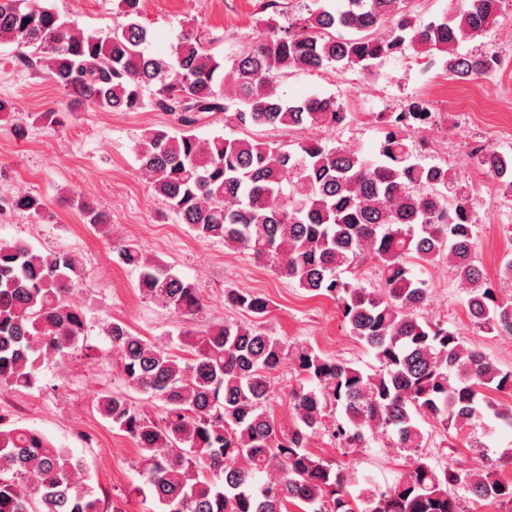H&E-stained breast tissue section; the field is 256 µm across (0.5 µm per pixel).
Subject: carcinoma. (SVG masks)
I'll use <instances>...</instances> for the list:
<instances>
[{
    "instance_id": "1",
    "label": "carcinoma",
    "mask_w": 512,
    "mask_h": 512,
    "mask_svg": "<svg viewBox=\"0 0 512 512\" xmlns=\"http://www.w3.org/2000/svg\"><path fill=\"white\" fill-rule=\"evenodd\" d=\"M142 3L119 0L124 22L100 35L76 29L49 0H0V44L15 45L21 63L40 69L76 104L104 112L151 104L176 116L175 127L148 132L137 147L153 192L199 239L247 251L305 291L336 301L350 333L379 363L367 373L268 334L256 321L269 303L250 291L231 289L224 303L252 321L187 331L179 353L109 323L105 338L127 386L160 403L155 417L124 392L98 401L112 428L139 449L136 490L149 493L152 512H288L290 505L301 512H464L459 485L475 502L512 505V478L491 458L470 469L461 459L435 461L422 452L426 420L459 432L486 415L512 428V407L487 395L512 389V371L445 324L415 316L427 289L410 259L446 260L470 320L512 335V301L499 299L474 260L467 192L451 166L419 163L407 142L408 129L432 122L428 103L416 98L390 116L372 156L315 138L285 149L196 134L223 112L241 127L307 130L346 120L332 98L288 97L280 78L291 70L371 73L411 49L458 82L490 74L495 56L458 48L497 24L503 0H454L426 23L414 19L412 0H316L307 15L232 53L227 66L189 22L168 55L150 52ZM473 156L512 195V155L477 147ZM11 207L48 219L37 194L19 193ZM78 209L88 224L110 223L104 210L82 201ZM114 250L138 270L143 296L184 316L200 313L195 284L133 244ZM367 260L377 266L375 289L343 277ZM80 277L70 253L0 242L1 383L32 388L44 363L78 350L87 313L68 294ZM286 361L296 371L289 393L295 423L283 433L267 402L272 374ZM322 428L342 451L385 434L409 453L410 470L392 485L369 482L354 497L344 468L308 449ZM0 512H101V499L70 449L0 419Z\"/></svg>"
}]
</instances>
